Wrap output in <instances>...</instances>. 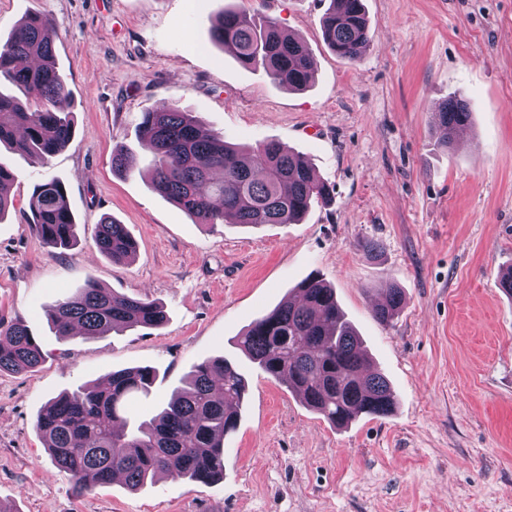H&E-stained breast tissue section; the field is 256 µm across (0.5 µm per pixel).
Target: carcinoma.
I'll list each match as a JSON object with an SVG mask.
<instances>
[{
  "instance_id": "cac0c4a2",
  "label": "carcinoma",
  "mask_w": 512,
  "mask_h": 512,
  "mask_svg": "<svg viewBox=\"0 0 512 512\" xmlns=\"http://www.w3.org/2000/svg\"><path fill=\"white\" fill-rule=\"evenodd\" d=\"M50 29L47 18L28 15L0 47V144H10L41 166L74 137L72 118L59 109L71 91L56 67ZM322 33L337 57L359 61L370 43L362 0H331ZM211 39L242 65L263 68L279 86L302 90L311 82V52L271 18L226 10L213 23ZM438 117L439 146L450 148L454 131L468 125L471 112L466 101L450 99ZM139 135L154 154L155 190L202 224H295L312 206L333 200V189L315 178L301 156L275 142L244 149L222 135L203 134L189 112L174 107L147 111ZM132 164L126 148L115 146L112 169L127 172ZM15 180L16 171L0 162V216L9 207L5 187ZM27 220L50 245L66 248L74 243L76 221L66 189L54 177L34 186ZM94 242L114 264L124 263L135 251L125 225L109 218L96 226ZM295 294L254 320L238 337L237 349L336 426L362 415H389L395 405L393 391L386 377L371 368L335 289L312 274ZM403 303V290L393 285L375 317L388 324ZM46 317L55 335L84 339L116 330L159 329L167 320L156 302L93 283L51 306ZM43 358L25 324L0 320V371L32 370ZM154 379L149 366L116 370L108 375V385L85 384L41 410L37 432L76 493L108 484L117 474L131 489L161 471L196 483L224 479V438L239 423L249 389L245 373L224 356L195 365L187 385L152 421L130 431L128 403L137 394H148Z\"/></svg>"
}]
</instances>
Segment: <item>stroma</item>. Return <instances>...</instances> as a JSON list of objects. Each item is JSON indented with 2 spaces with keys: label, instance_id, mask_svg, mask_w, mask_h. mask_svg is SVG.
<instances>
[{
  "label": "stroma",
  "instance_id": "obj_1",
  "mask_svg": "<svg viewBox=\"0 0 512 512\" xmlns=\"http://www.w3.org/2000/svg\"><path fill=\"white\" fill-rule=\"evenodd\" d=\"M330 0H0V45L25 16L50 17L72 92L73 141L46 166L7 145L19 172L0 218V317L24 321L44 361L0 372V502L17 512H512V0H364L371 43L355 64L325 44ZM258 11L310 49L309 87L273 84L211 41L225 8ZM457 98L471 124L438 149L434 114ZM174 105L247 147L275 141L333 189L296 224H198L150 184L145 111ZM134 158L114 171L112 148ZM61 180L76 241L44 243L24 214L35 184ZM136 256L116 265L93 244L103 216ZM379 243L372 260L364 240ZM336 290L396 396L385 417L339 428L268 378L233 341L310 274ZM148 297L163 328L83 340L45 312L88 283ZM405 293L385 325L376 301ZM227 356L249 380L224 479L158 476L76 494L35 423L60 393L119 369L155 368L129 406L150 421L192 367Z\"/></svg>",
  "mask_w": 512,
  "mask_h": 512
}]
</instances>
